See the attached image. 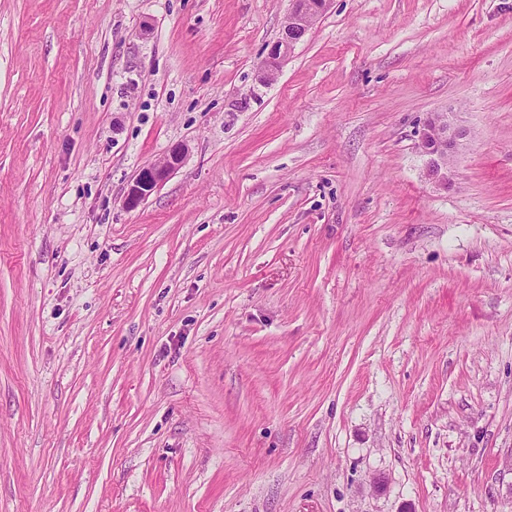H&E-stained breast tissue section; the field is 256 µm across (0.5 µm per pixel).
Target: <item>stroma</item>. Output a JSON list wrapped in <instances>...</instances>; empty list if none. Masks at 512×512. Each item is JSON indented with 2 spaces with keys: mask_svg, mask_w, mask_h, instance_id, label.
Segmentation results:
<instances>
[{
  "mask_svg": "<svg viewBox=\"0 0 512 512\" xmlns=\"http://www.w3.org/2000/svg\"><path fill=\"white\" fill-rule=\"evenodd\" d=\"M289 8L0 0V512H512V0ZM316 1L315 4L310 0H291L292 7L286 25L257 66V80L260 84H266L274 73L279 72L282 64L310 30L312 19L324 14L332 0ZM457 113L430 112L417 133L416 148L424 158L423 175L444 193L454 187L449 163L464 148L469 136ZM186 149L182 144L171 147L159 161L142 167L132 179L124 195V206L135 209L149 198L168 178L180 168Z\"/></svg>",
  "mask_w": 512,
  "mask_h": 512,
  "instance_id": "obj_1",
  "label": "stroma"
}]
</instances>
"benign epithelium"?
<instances>
[{"label":"benign epithelium","mask_w":512,"mask_h":512,"mask_svg":"<svg viewBox=\"0 0 512 512\" xmlns=\"http://www.w3.org/2000/svg\"><path fill=\"white\" fill-rule=\"evenodd\" d=\"M288 21L278 39L270 46L257 66V80L264 84L279 72L282 64L303 40L312 26V19L326 12L331 0H291ZM469 130L457 113H429L417 133L416 148L424 158L423 175L435 189L444 193L454 187L450 161L466 145ZM186 149L182 144L171 147L159 161L142 167L132 179L124 195V206L135 209L149 198L180 168Z\"/></svg>","instance_id":"1"}]
</instances>
